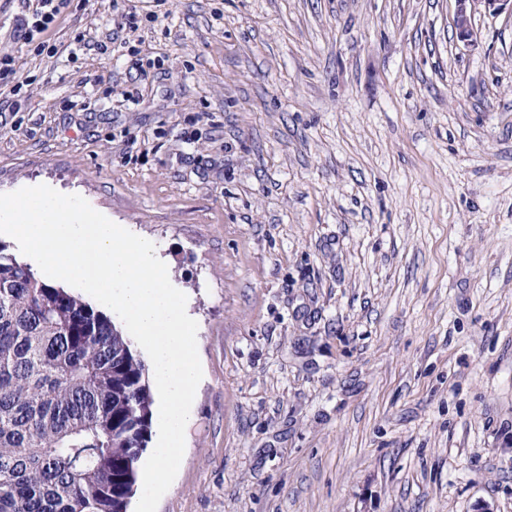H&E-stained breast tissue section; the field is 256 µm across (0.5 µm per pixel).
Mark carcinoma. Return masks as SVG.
<instances>
[{
  "label": "carcinoma",
  "mask_w": 512,
  "mask_h": 512,
  "mask_svg": "<svg viewBox=\"0 0 512 512\" xmlns=\"http://www.w3.org/2000/svg\"><path fill=\"white\" fill-rule=\"evenodd\" d=\"M151 405L112 319L0 245V512H127Z\"/></svg>",
  "instance_id": "cac0c4a2"
}]
</instances>
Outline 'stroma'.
<instances>
[{"mask_svg": "<svg viewBox=\"0 0 512 512\" xmlns=\"http://www.w3.org/2000/svg\"><path fill=\"white\" fill-rule=\"evenodd\" d=\"M0 0V194L156 239L203 377L157 512H512V16ZM135 16L122 54L108 44ZM65 0H37L30 18H25L22 30L26 43L34 41L36 35L47 31L56 21V17L64 6Z\"/></svg>", "mask_w": 512, "mask_h": 512, "instance_id": "1", "label": "stroma"}]
</instances>
